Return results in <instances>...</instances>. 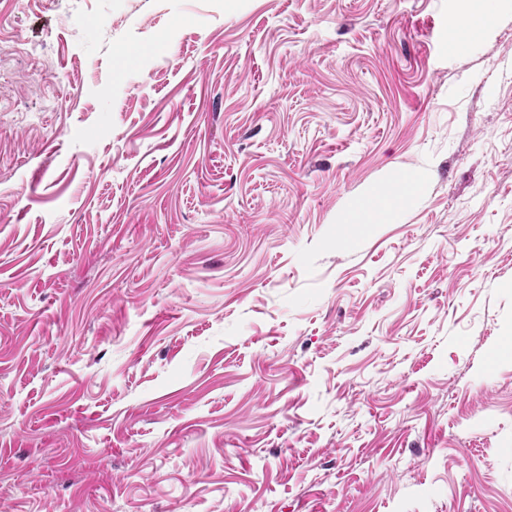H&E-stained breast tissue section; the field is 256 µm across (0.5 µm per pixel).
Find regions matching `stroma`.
<instances>
[{
  "label": "stroma",
  "mask_w": 512,
  "mask_h": 512,
  "mask_svg": "<svg viewBox=\"0 0 512 512\" xmlns=\"http://www.w3.org/2000/svg\"><path fill=\"white\" fill-rule=\"evenodd\" d=\"M461 12L0 0V512H512V22ZM463 13L459 21L448 30V46L453 50H462L471 45L474 28L485 30L496 26L511 10L510 0H462ZM421 173L397 176L369 187L337 221L340 224H386L398 220L423 195Z\"/></svg>",
  "instance_id": "35a3bbf8"
}]
</instances>
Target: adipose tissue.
<instances>
[{"instance_id":"adipose-tissue-1","label":"adipose tissue","mask_w":512,"mask_h":512,"mask_svg":"<svg viewBox=\"0 0 512 512\" xmlns=\"http://www.w3.org/2000/svg\"><path fill=\"white\" fill-rule=\"evenodd\" d=\"M463 13L448 31V45L462 50L470 46L474 29L496 26L512 0H463ZM425 177L420 173L397 176L369 187L341 216L344 224H386L398 220L423 195Z\"/></svg>"}]
</instances>
